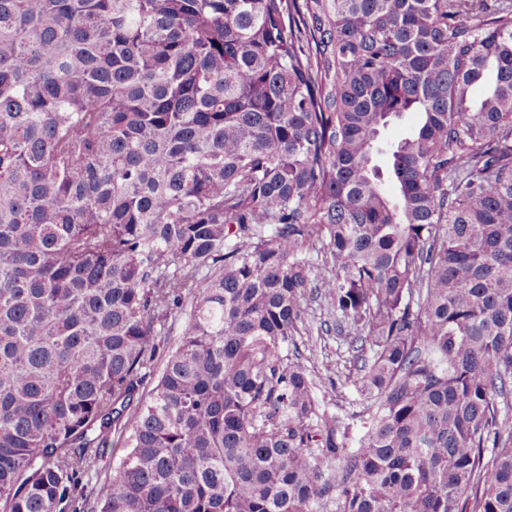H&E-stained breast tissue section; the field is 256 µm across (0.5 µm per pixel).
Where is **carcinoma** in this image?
<instances>
[{
	"label": "carcinoma",
	"mask_w": 512,
	"mask_h": 512,
	"mask_svg": "<svg viewBox=\"0 0 512 512\" xmlns=\"http://www.w3.org/2000/svg\"><path fill=\"white\" fill-rule=\"evenodd\" d=\"M511 411L512 0H0V512H512ZM306 299L303 322L294 336L295 343L288 346V356L311 375L319 401L343 415L360 412L365 404L353 386L360 363L350 347L356 330L345 327L342 334L336 330V313L315 288H307Z\"/></svg>",
	"instance_id": "obj_1"
}]
</instances>
